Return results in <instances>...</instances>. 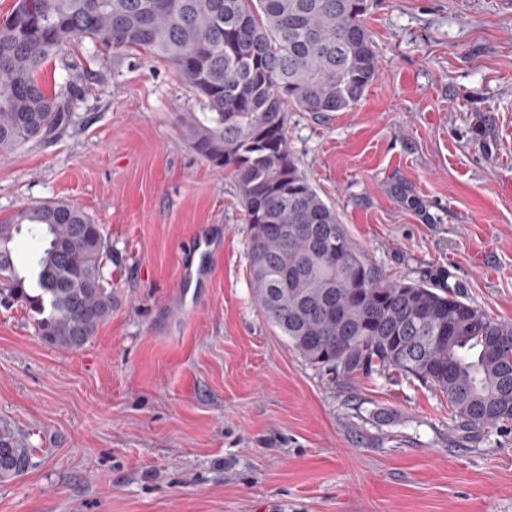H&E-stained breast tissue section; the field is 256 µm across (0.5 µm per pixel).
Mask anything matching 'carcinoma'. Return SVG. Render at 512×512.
I'll use <instances>...</instances> for the list:
<instances>
[{"label":"carcinoma","mask_w":512,"mask_h":512,"mask_svg":"<svg viewBox=\"0 0 512 512\" xmlns=\"http://www.w3.org/2000/svg\"><path fill=\"white\" fill-rule=\"evenodd\" d=\"M370 0H17L0 23V155L69 127L88 85L52 91L45 64L77 39L91 57L144 53L174 67L206 105L180 122L193 150L229 169L249 224L252 299L288 346L336 384L395 369L432 385L469 429L512 421V325L427 277H388L301 173L288 112L353 109L378 77ZM36 244L20 272L16 240ZM103 226L65 201L0 222V303L77 351L115 303ZM30 449L0 427V479Z\"/></svg>","instance_id":"carcinoma-1"}]
</instances>
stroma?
Here are the masks:
<instances>
[{
	"label": "stroma",
	"mask_w": 512,
	"mask_h": 512,
	"mask_svg": "<svg viewBox=\"0 0 512 512\" xmlns=\"http://www.w3.org/2000/svg\"><path fill=\"white\" fill-rule=\"evenodd\" d=\"M378 77L352 110L289 112L302 173L391 276L434 272L512 322V5L373 0ZM69 65L105 79L50 145L0 156V219L67 201L112 247L111 317L78 351L0 306V423L31 464L0 512H512V422L465 432L390 370L333 384L267 322L230 173L187 143L203 106L140 55ZM222 236L182 303L187 243Z\"/></svg>",
	"instance_id": "35a3bbf8"
}]
</instances>
